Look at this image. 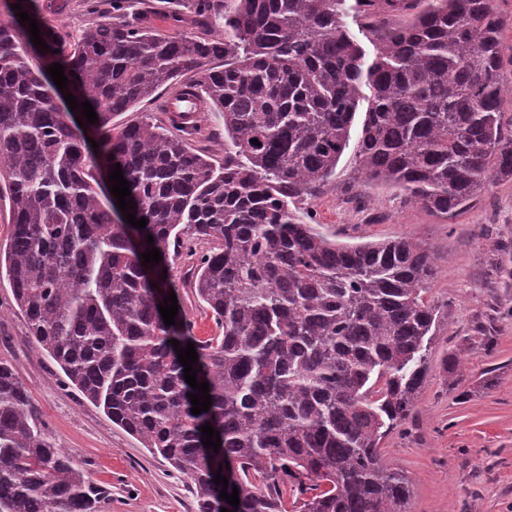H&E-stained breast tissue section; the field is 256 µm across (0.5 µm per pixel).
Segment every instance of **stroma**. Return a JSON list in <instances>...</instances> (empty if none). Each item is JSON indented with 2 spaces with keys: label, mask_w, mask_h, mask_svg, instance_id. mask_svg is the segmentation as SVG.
<instances>
[{
  "label": "stroma",
  "mask_w": 512,
  "mask_h": 512,
  "mask_svg": "<svg viewBox=\"0 0 512 512\" xmlns=\"http://www.w3.org/2000/svg\"><path fill=\"white\" fill-rule=\"evenodd\" d=\"M35 5L66 43L112 14V0ZM494 6L507 21L501 122L504 136L512 138V0H494ZM135 8L148 10L152 26L164 35H224L220 14L199 26L189 23L188 6L173 0H137ZM175 11L182 22L173 21ZM176 93L173 86L160 88L113 118V126L167 124ZM360 132L353 125L335 173L304 195L300 207L337 242L413 238L430 248L437 265L424 295L438 307L425 382L412 415L381 439L379 451L412 482L409 512H512V176L491 174L487 188L448 220L398 188L366 179L356 161ZM171 274L194 335H215L181 263H172ZM486 330L496 338L489 351L480 344ZM27 332L8 277L0 272V360L14 365L48 438L108 491L101 512H194L190 479L151 456L75 388L62 386V373ZM451 355L461 362L454 378L443 367Z\"/></svg>",
  "instance_id": "35a3bbf8"
}]
</instances>
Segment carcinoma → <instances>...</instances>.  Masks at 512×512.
<instances>
[{"label": "carcinoma", "mask_w": 512, "mask_h": 512, "mask_svg": "<svg viewBox=\"0 0 512 512\" xmlns=\"http://www.w3.org/2000/svg\"><path fill=\"white\" fill-rule=\"evenodd\" d=\"M224 7V37L166 36L146 16L84 29L46 50L15 16L0 18V197L12 234L0 251L28 336L83 397L195 486L213 512V474L235 473V512H408L410 482L383 461L381 438L412 414L436 308L423 293L436 262L419 240L342 244L298 198L331 177L348 147L362 85L358 142L366 178L448 217L512 175L501 112V31L493 0H355L380 25L369 60L344 24L348 0H190L203 24ZM197 90L224 115V163L189 147L185 116L112 131L129 110L212 57ZM64 66L84 130L47 68ZM257 140L260 145L251 143ZM120 164L137 229L112 206L102 168ZM154 242H146L147 236ZM160 251L151 266L141 254ZM179 259L217 334L169 326L157 295ZM179 341L173 348L170 340ZM193 343L212 405L191 413L177 349ZM219 432L203 445L200 427ZM96 486L42 433L13 366L0 361V512H101Z\"/></svg>", "instance_id": "obj_1"}]
</instances>
